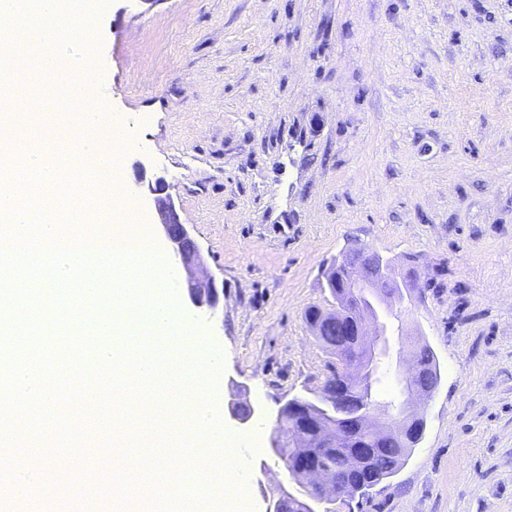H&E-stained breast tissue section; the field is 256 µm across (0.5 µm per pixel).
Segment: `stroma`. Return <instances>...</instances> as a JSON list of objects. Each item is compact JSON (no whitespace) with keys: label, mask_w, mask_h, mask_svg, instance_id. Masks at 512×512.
Masks as SVG:
<instances>
[{"label":"stroma","mask_w":512,"mask_h":512,"mask_svg":"<svg viewBox=\"0 0 512 512\" xmlns=\"http://www.w3.org/2000/svg\"><path fill=\"white\" fill-rule=\"evenodd\" d=\"M95 99L126 139L117 171L161 251L163 178L204 270L209 316L177 314L263 408L242 459L249 512L291 482L267 451L280 402L319 391L332 355L304 311L362 244L417 262L409 324L440 382L398 472L352 512H512V0H106ZM88 428L79 477L123 447Z\"/></svg>","instance_id":"35a3bbf8"}]
</instances>
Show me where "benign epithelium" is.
<instances>
[{
  "mask_svg": "<svg viewBox=\"0 0 512 512\" xmlns=\"http://www.w3.org/2000/svg\"><path fill=\"white\" fill-rule=\"evenodd\" d=\"M156 214V224L169 242L172 255L179 260L186 272L181 286L188 308L194 312L216 310L224 301V285L203 272V260L191 236L188 225L181 223L172 196L165 192L163 179L148 185ZM360 256L370 262L374 274L367 278L355 271L344 280H339L338 269L347 268L346 260L336 262L329 277L342 291L343 300L336 302L333 321L340 327L342 337L365 345L359 356L347 360L343 368V379L332 380L326 394L336 407L350 404L354 393L362 384L372 380L376 366L384 351L386 324L383 316L396 308H404L409 301V285L419 284L418 274L406 279L407 271L397 272L396 266L369 247L360 250ZM405 399L396 405L374 398L364 402L356 414L354 423L366 433L357 442L348 441L345 470L361 468L372 454L370 445L375 440L401 436L407 443L415 445L423 433L424 421L415 411L419 400L428 398L439 384V374L433 370L421 371L420 367H408L401 376ZM288 413V428L274 426L268 438L269 451L284 456L290 469L297 472L292 483L281 486L268 499L266 512H282L289 503L297 512H330V507L339 504L351 507L353 499L345 493L342 478L334 474L323 461V455L333 450L346 439L337 421L320 422L313 412L312 400L302 397L287 399L277 410L276 420ZM262 415L255 403L243 397L240 386L232 383L224 396V416L241 427L253 423ZM321 444L315 452L283 455L287 448H301L308 440Z\"/></svg>",
  "mask_w": 512,
  "mask_h": 512,
  "instance_id": "1",
  "label": "benign epithelium"
}]
</instances>
